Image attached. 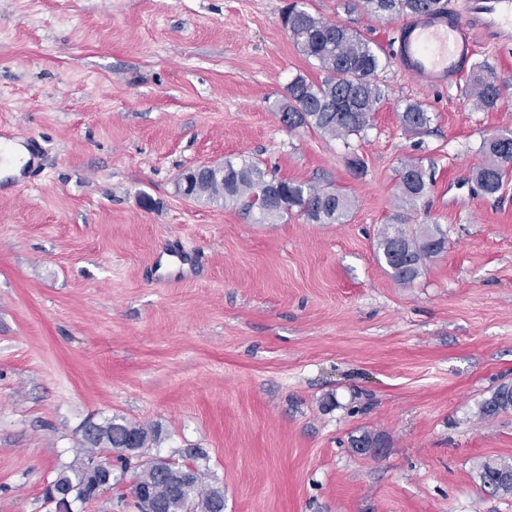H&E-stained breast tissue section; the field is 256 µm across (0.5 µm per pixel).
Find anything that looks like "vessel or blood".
Instances as JSON below:
<instances>
[{"label":"vessel or blood","mask_w":512,"mask_h":512,"mask_svg":"<svg viewBox=\"0 0 512 512\" xmlns=\"http://www.w3.org/2000/svg\"><path fill=\"white\" fill-rule=\"evenodd\" d=\"M479 31L512 39V0H465L459 12L412 16L398 28L393 52L402 71L420 86L450 88L475 55Z\"/></svg>","instance_id":"b4317fda"}]
</instances>
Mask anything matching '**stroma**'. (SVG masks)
<instances>
[{
	"label": "stroma",
	"instance_id": "1",
	"mask_svg": "<svg viewBox=\"0 0 512 512\" xmlns=\"http://www.w3.org/2000/svg\"><path fill=\"white\" fill-rule=\"evenodd\" d=\"M289 2L0 0V127L43 147L29 186L0 180V512H53L83 426L115 415L159 426L145 457L199 468L224 512H512L476 477L512 460V411L479 417L512 384V183L472 179L484 138L512 130V42L480 38L459 86L425 90L392 54L403 16L303 0L385 62L372 128L343 141L275 110L293 77H322L281 25ZM481 65L504 87L489 112L461 92ZM408 99L424 134L403 130ZM244 156L352 208L258 224L178 193ZM409 161L432 178L413 208ZM399 215L447 240L408 286L377 249ZM175 241L195 257L163 283L151 258ZM366 432L381 448L360 455ZM133 482L72 510L137 512ZM431 117L423 105L416 100H406L401 112V124L409 133H420Z\"/></svg>",
	"mask_w": 512,
	"mask_h": 512
}]
</instances>
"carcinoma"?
<instances>
[{
  "label": "carcinoma",
  "mask_w": 512,
  "mask_h": 512,
  "mask_svg": "<svg viewBox=\"0 0 512 512\" xmlns=\"http://www.w3.org/2000/svg\"><path fill=\"white\" fill-rule=\"evenodd\" d=\"M363 7L378 16L447 12L445 0H363ZM281 21L300 52L323 72L318 81L297 75L288 83L285 101L277 106L281 122L290 130L307 128L334 139L364 134L385 99L376 82L383 67L381 56L357 31L317 17L296 3L282 12ZM466 96L476 107L491 111L498 108L503 87L494 73L483 67ZM430 121L420 102L405 101L401 124L407 132L419 133ZM481 152L485 160L475 170L474 180L483 194L493 196L503 190L512 173V131L485 139ZM270 181L279 186L276 203L265 196L264 185ZM178 190L199 202H236L260 224H270L291 211L313 223H339L350 209L349 198L338 189L270 178L267 170L246 158L236 163L224 161V174L212 172L205 179L189 171L178 183ZM427 190L422 168L416 163L405 164L399 184L402 203L416 207ZM402 223L404 219L398 217L396 223L387 225L378 246L392 277L408 285L421 274L424 261L444 251L446 238L429 229L410 233ZM511 409L512 386L501 385L481 404L479 413L483 418H493ZM89 428L81 440V450L88 456H105L110 449L123 448L130 442L136 448H148L161 437L160 430L117 415L92 423ZM168 464L161 457L140 464L134 488L152 487L170 512H185L186 495L190 496L191 512H220L224 508V491L206 485L205 473L197 468L193 469L190 491L174 490L165 476ZM477 476L484 491L512 495V463L484 462L477 468ZM86 482L82 463L61 471L54 480L56 486L69 489Z\"/></svg>",
  "instance_id": "1"
}]
</instances>
